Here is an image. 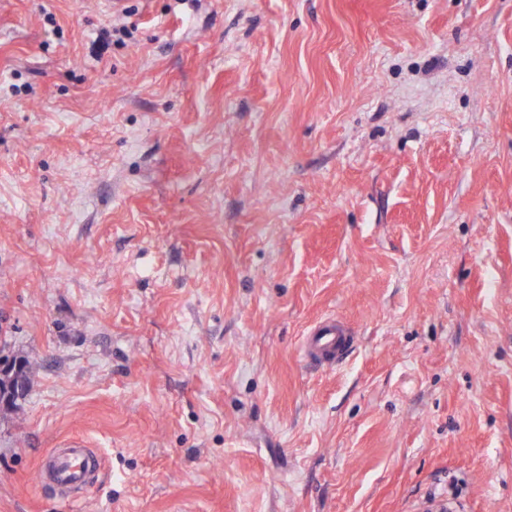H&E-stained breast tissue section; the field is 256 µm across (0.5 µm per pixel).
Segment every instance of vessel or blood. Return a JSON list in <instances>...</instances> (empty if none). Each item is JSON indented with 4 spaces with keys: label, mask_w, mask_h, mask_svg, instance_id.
Instances as JSON below:
<instances>
[{
    "label": "vessel or blood",
    "mask_w": 512,
    "mask_h": 512,
    "mask_svg": "<svg viewBox=\"0 0 512 512\" xmlns=\"http://www.w3.org/2000/svg\"><path fill=\"white\" fill-rule=\"evenodd\" d=\"M355 339L352 328L329 317L307 331L303 343L304 356L315 365L330 367L340 362ZM97 464L98 457L87 441L70 437L47 453L45 461L39 464V473L42 481L78 492L87 486L89 475Z\"/></svg>",
    "instance_id": "vessel-or-blood-1"
}]
</instances>
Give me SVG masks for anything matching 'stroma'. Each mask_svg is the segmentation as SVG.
Wrapping results in <instances>:
<instances>
[{"instance_id": "35a3bbf8", "label": "stroma", "mask_w": 512, "mask_h": 512, "mask_svg": "<svg viewBox=\"0 0 512 512\" xmlns=\"http://www.w3.org/2000/svg\"><path fill=\"white\" fill-rule=\"evenodd\" d=\"M0 336V512H512V0H0ZM132 31L126 27L103 28L99 31L91 45V54L102 59L112 44H125L132 38ZM355 331L334 317L326 318L311 327L304 338L305 358L322 367L341 361L353 346ZM57 447L60 449L53 448L46 454V461L39 463L41 479L78 493L87 486L90 472L98 465V457L80 437L67 438Z\"/></svg>"}]
</instances>
